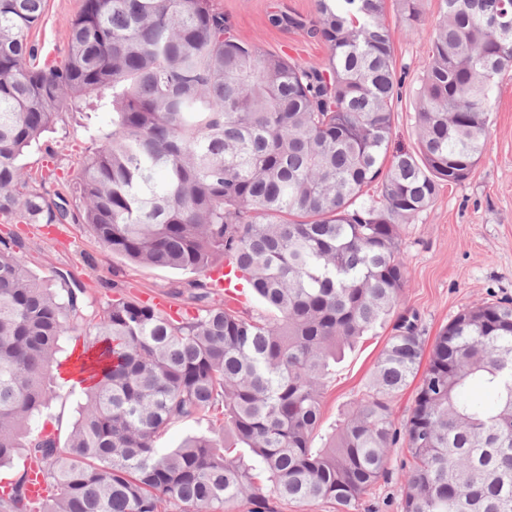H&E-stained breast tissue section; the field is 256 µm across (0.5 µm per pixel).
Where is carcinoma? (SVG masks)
Segmentation results:
<instances>
[{
    "instance_id": "cac0c4a2",
    "label": "carcinoma",
    "mask_w": 512,
    "mask_h": 512,
    "mask_svg": "<svg viewBox=\"0 0 512 512\" xmlns=\"http://www.w3.org/2000/svg\"><path fill=\"white\" fill-rule=\"evenodd\" d=\"M386 0H315L322 63L237 39L210 0H82L62 60L28 34L46 0H0V217L63 224L68 200L30 186L21 157L62 112L94 142L75 176L81 218L143 267L193 274L191 310L121 295L97 313L68 374L85 403L65 444L31 432L84 289L34 276L0 244V467L24 479L0 512H226L267 496L348 508L406 442L404 512H512V301L476 303L426 343L404 288L401 226L481 159L497 78L512 68V0H440L414 122L389 150L401 89ZM409 32L422 0H396ZM112 115L91 125L92 116ZM382 179L377 198L367 188ZM268 310L215 302L217 258ZM366 392L315 445L327 380L387 321ZM418 382L410 417L392 404ZM209 430L156 446L171 424Z\"/></svg>"
}]
</instances>
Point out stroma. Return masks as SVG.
Listing matches in <instances>:
<instances>
[{
    "mask_svg": "<svg viewBox=\"0 0 512 512\" xmlns=\"http://www.w3.org/2000/svg\"><path fill=\"white\" fill-rule=\"evenodd\" d=\"M223 11L237 37L299 63L325 59L327 47L309 32L272 24V15L310 17L314 0H212ZM82 0H47L40 24L30 33L42 56L62 58L72 19ZM438 0H424L426 25L407 32L395 5H388L386 23L392 32L397 73L402 89L394 106L393 144L414 148L413 97L422 77V61L432 37L430 25ZM492 127L486 151L469 178L443 185L431 208L402 230L401 256L408 283L403 308L417 312L424 336L434 339L461 310L480 301L512 299V70L499 78L492 108ZM78 116L63 113L53 129L23 158L33 187L54 193L60 181L73 180L91 144ZM0 239L24 246L29 268L60 288H86L87 293L72 323L87 329L97 310L116 293L158 304L176 306L188 274L168 268L142 267L113 255L98 241L89 225L23 224L0 219ZM389 329L377 330L347 351L330 379L322 406V425L330 427L341 407L362 392L383 350ZM84 401L81 387L58 380L53 398L33 422L67 439ZM407 448L394 449L386 473L357 501L351 512H404L401 486L409 468Z\"/></svg>",
    "mask_w": 512,
    "mask_h": 512,
    "instance_id": "obj_1",
    "label": "stroma"
}]
</instances>
